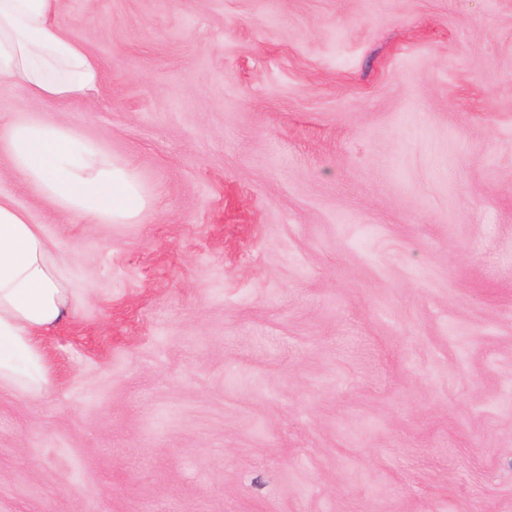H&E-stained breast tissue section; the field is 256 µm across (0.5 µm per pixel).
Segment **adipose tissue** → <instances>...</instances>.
I'll return each mask as SVG.
<instances>
[{"label":"adipose tissue","instance_id":"obj_1","mask_svg":"<svg viewBox=\"0 0 512 512\" xmlns=\"http://www.w3.org/2000/svg\"><path fill=\"white\" fill-rule=\"evenodd\" d=\"M59 0H0V86L34 103L79 102L102 79L98 59L56 21ZM6 155L41 199L76 224H130L157 199L131 166L68 124L14 119ZM38 225L0 194V388L48 387L40 338L65 316L69 290Z\"/></svg>","mask_w":512,"mask_h":512}]
</instances>
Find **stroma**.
<instances>
[{
    "mask_svg": "<svg viewBox=\"0 0 512 512\" xmlns=\"http://www.w3.org/2000/svg\"><path fill=\"white\" fill-rule=\"evenodd\" d=\"M55 119L158 209L73 224L0 512H512V0H60Z\"/></svg>",
    "mask_w": 512,
    "mask_h": 512,
    "instance_id": "obj_1",
    "label": "stroma"
}]
</instances>
